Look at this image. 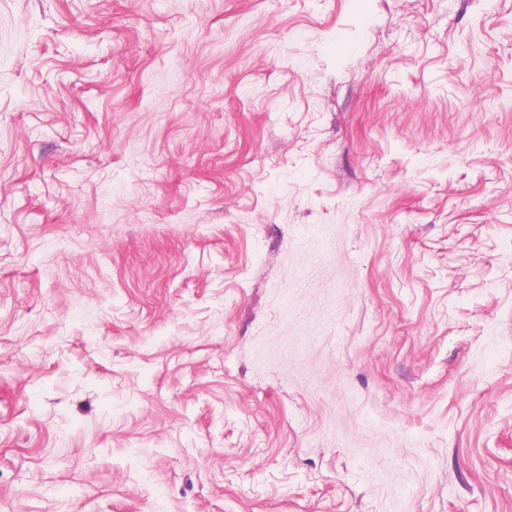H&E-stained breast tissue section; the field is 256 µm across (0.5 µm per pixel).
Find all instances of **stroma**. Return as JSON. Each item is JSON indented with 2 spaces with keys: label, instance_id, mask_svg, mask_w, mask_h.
<instances>
[{
  "label": "stroma",
  "instance_id": "1",
  "mask_svg": "<svg viewBox=\"0 0 512 512\" xmlns=\"http://www.w3.org/2000/svg\"><path fill=\"white\" fill-rule=\"evenodd\" d=\"M0 512H512V0H0Z\"/></svg>",
  "mask_w": 512,
  "mask_h": 512
}]
</instances>
